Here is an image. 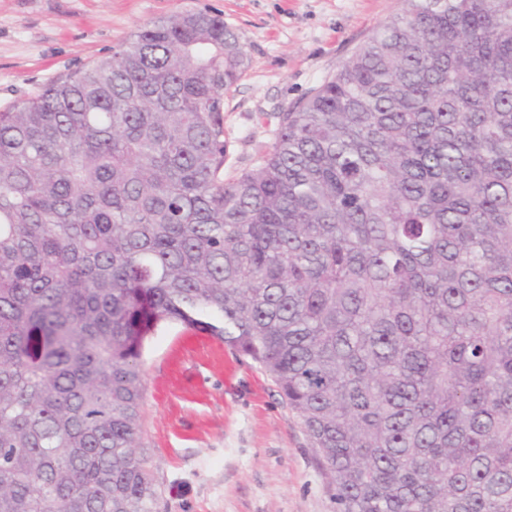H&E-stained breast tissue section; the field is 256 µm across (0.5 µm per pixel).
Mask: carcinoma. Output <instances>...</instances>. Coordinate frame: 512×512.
I'll list each match as a JSON object with an SVG mask.
<instances>
[{
	"label": "carcinoma",
	"mask_w": 512,
	"mask_h": 512,
	"mask_svg": "<svg viewBox=\"0 0 512 512\" xmlns=\"http://www.w3.org/2000/svg\"><path fill=\"white\" fill-rule=\"evenodd\" d=\"M224 178L205 12L0 112V512H156L142 352L257 363L336 512H512V0H401Z\"/></svg>",
	"instance_id": "cac0c4a2"
}]
</instances>
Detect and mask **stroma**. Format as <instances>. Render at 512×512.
<instances>
[{
    "label": "stroma",
    "mask_w": 512,
    "mask_h": 512,
    "mask_svg": "<svg viewBox=\"0 0 512 512\" xmlns=\"http://www.w3.org/2000/svg\"><path fill=\"white\" fill-rule=\"evenodd\" d=\"M400 0H0V111L86 68L141 26L202 11L232 28L249 63L224 100L231 177L273 141L269 115L298 106ZM232 374H225V361ZM141 454L158 512H336L296 412L247 357L170 323L145 343Z\"/></svg>",
    "instance_id": "stroma-1"
}]
</instances>
